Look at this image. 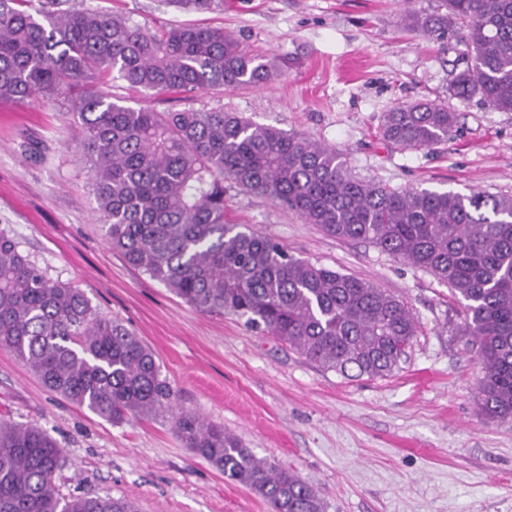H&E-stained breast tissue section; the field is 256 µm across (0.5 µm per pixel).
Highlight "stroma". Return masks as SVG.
<instances>
[{
  "label": "stroma",
  "mask_w": 512,
  "mask_h": 512,
  "mask_svg": "<svg viewBox=\"0 0 512 512\" xmlns=\"http://www.w3.org/2000/svg\"><path fill=\"white\" fill-rule=\"evenodd\" d=\"M151 27H224L288 69L261 88L193 99L108 82L133 107L216 108L335 148L358 176L406 187L512 196V112L448 91L459 34L421 40L399 26L397 0H224L195 13L166 0H68ZM430 100L458 115L446 143L403 151L381 136L385 112ZM67 97L36 96L0 111V231L49 277L81 288L155 353L178 408L221 425L258 457L294 469L324 512H512V421L477 402L480 358L459 330L463 301L447 284L377 246L341 240L264 197L227 188L237 223L295 256L402 299L418 331L398 369L347 379L307 361L235 316L198 311L132 269L104 241L98 204ZM0 417L35 423L64 448L62 494L124 498L139 512H270L197 457L170 415L115 424L51 393L0 348Z\"/></svg>",
  "instance_id": "1"
}]
</instances>
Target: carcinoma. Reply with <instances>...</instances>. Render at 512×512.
I'll return each instance as SVG.
<instances>
[{
    "label": "carcinoma",
    "mask_w": 512,
    "mask_h": 512,
    "mask_svg": "<svg viewBox=\"0 0 512 512\" xmlns=\"http://www.w3.org/2000/svg\"><path fill=\"white\" fill-rule=\"evenodd\" d=\"M0 0V99L71 98L104 240L139 272L207 314H232L345 378L390 375L417 333L397 296L291 254L230 216L224 184L258 194L338 239L373 243L431 273L466 301L461 335L482 362L478 404L512 420V196L409 187L356 175L304 133L258 124L222 108H134L94 89L107 76L156 94L259 87L284 72L222 27L155 30L57 0ZM210 12L223 0H175ZM404 29L441 39L460 28L450 94L512 112V0H442L408 8ZM456 113L429 101L384 113L383 139L400 150L448 140ZM0 348L49 391L122 423L172 409L155 356L85 293L50 278L0 231ZM177 437L271 512H323L298 473L256 456L199 414L172 415ZM65 450L41 426L0 418V512H135L124 498L71 495L55 478Z\"/></svg>",
    "instance_id": "carcinoma-1"
}]
</instances>
